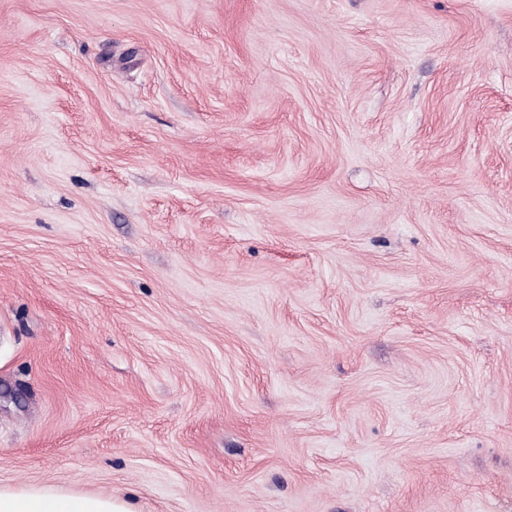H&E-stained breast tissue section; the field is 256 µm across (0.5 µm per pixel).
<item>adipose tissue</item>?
<instances>
[{
	"label": "adipose tissue",
	"instance_id": "1",
	"mask_svg": "<svg viewBox=\"0 0 512 512\" xmlns=\"http://www.w3.org/2000/svg\"><path fill=\"white\" fill-rule=\"evenodd\" d=\"M0 512H132L127 501L51 486L0 487Z\"/></svg>",
	"mask_w": 512,
	"mask_h": 512
}]
</instances>
